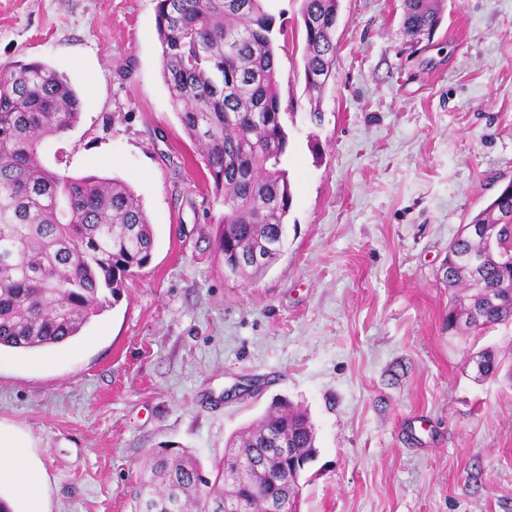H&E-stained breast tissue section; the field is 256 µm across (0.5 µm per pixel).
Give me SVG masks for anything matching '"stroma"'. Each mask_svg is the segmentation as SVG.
Listing matches in <instances>:
<instances>
[{
  "instance_id": "stroma-1",
  "label": "stroma",
  "mask_w": 512,
  "mask_h": 512,
  "mask_svg": "<svg viewBox=\"0 0 512 512\" xmlns=\"http://www.w3.org/2000/svg\"><path fill=\"white\" fill-rule=\"evenodd\" d=\"M401 4L339 0L315 123L300 0H270L293 205L283 255L249 279L224 269L155 0H0V65L42 61L81 101L42 162L124 181L155 235L72 358L0 350V419L35 440L52 512H132L149 455L211 468L276 397L316 433L300 512H512V389L469 362L512 358V326L449 331L442 279L460 225L512 180V0H443L429 39ZM471 362L475 365V378L485 379L487 377H496L503 368V363L497 358V355L491 351H479L471 357Z\"/></svg>"
}]
</instances>
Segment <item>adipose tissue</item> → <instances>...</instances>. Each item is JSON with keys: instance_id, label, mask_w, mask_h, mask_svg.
I'll list each match as a JSON object with an SVG mask.
<instances>
[{"instance_id": "adipose-tissue-1", "label": "adipose tissue", "mask_w": 512, "mask_h": 512, "mask_svg": "<svg viewBox=\"0 0 512 512\" xmlns=\"http://www.w3.org/2000/svg\"><path fill=\"white\" fill-rule=\"evenodd\" d=\"M30 433L0 420V499L11 512H52L48 475Z\"/></svg>"}]
</instances>
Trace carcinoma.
I'll list each match as a JSON object with an SVG mask.
<instances>
[{"label": "carcinoma", "instance_id": "obj_1", "mask_svg": "<svg viewBox=\"0 0 512 512\" xmlns=\"http://www.w3.org/2000/svg\"><path fill=\"white\" fill-rule=\"evenodd\" d=\"M265 2L156 0L161 75L224 204L219 249L225 270L240 277L264 274L282 255L293 200L276 47L283 28ZM300 15L310 116L320 123L338 0H301ZM440 22L439 0H403L407 34L430 37ZM80 115L76 91L46 63L0 66V347L34 351L74 339L152 260L154 230L127 184L70 177L40 160L43 141ZM471 223L484 232H458L445 260V283L460 291L448 306L450 331L512 322V180ZM471 362L476 379L501 374L512 389V363L485 350ZM278 439L294 455H276ZM315 441L306 414L280 403L235 436L211 479L184 450L152 458L134 512H224L226 499L236 512H268L273 501L298 512Z\"/></svg>", "mask_w": 512, "mask_h": 512}]
</instances>
